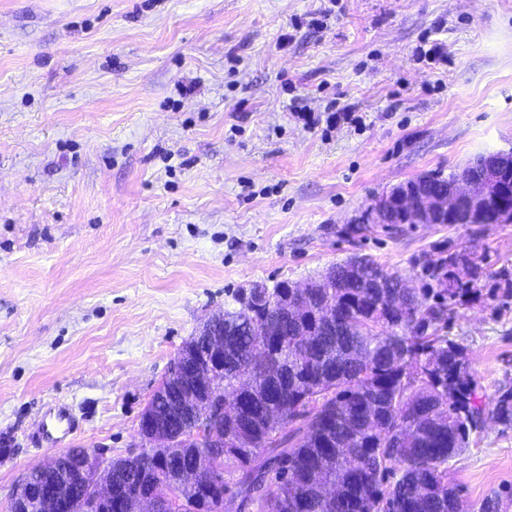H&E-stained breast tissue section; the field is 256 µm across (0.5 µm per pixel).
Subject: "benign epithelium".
<instances>
[{"instance_id": "obj_1", "label": "benign epithelium", "mask_w": 512, "mask_h": 512, "mask_svg": "<svg viewBox=\"0 0 512 512\" xmlns=\"http://www.w3.org/2000/svg\"><path fill=\"white\" fill-rule=\"evenodd\" d=\"M482 171L474 176H457L448 184V193L425 194L415 183H403L375 201L366 210L372 224H450L460 209L469 218L482 223L512 222V206L500 204L492 220L485 218L486 203L499 198V172H512V154H492L479 159ZM224 335L202 326L198 334L184 344L176 356L172 373L189 369L175 391L166 394L161 386L154 392L157 402L168 401L170 409H149L139 426L140 451L136 456L149 462V481L127 502V512H173L178 489L183 486L209 489L220 484L216 460L224 456V430L210 425L209 417L239 418L240 401L224 400L215 389V377L224 372ZM257 373L242 363L237 372V390H251ZM189 411L198 418L188 439L193 451L191 467L173 479L165 478V459L156 453L171 446L174 413ZM115 461L98 449L79 453L65 452L31 470L12 494L10 512H112V471Z\"/></svg>"}]
</instances>
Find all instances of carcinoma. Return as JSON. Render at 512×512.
I'll list each match as a JSON object with an SVG mask.
<instances>
[{
	"mask_svg": "<svg viewBox=\"0 0 512 512\" xmlns=\"http://www.w3.org/2000/svg\"><path fill=\"white\" fill-rule=\"evenodd\" d=\"M349 265L335 266L329 314L326 289L308 288L289 316L287 281L267 290L264 306L243 293L224 311L238 356L218 389L233 391L242 362L275 370L245 398L238 423L224 424L230 439L251 429L224 449L231 499L253 512H469L448 486V460L468 447L471 408L486 406L460 347L440 331L478 266L466 252L451 254L430 268L438 287L404 288L371 257ZM490 412L512 426L511 387ZM271 474L277 489L255 497ZM196 495L180 489L178 512H198Z\"/></svg>",
	"mask_w": 512,
	"mask_h": 512,
	"instance_id": "cac0c4a2",
	"label": "carcinoma"
}]
</instances>
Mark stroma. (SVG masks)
Here are the masks:
<instances>
[{
  "instance_id": "obj_1",
  "label": "stroma",
  "mask_w": 512,
  "mask_h": 512,
  "mask_svg": "<svg viewBox=\"0 0 512 512\" xmlns=\"http://www.w3.org/2000/svg\"><path fill=\"white\" fill-rule=\"evenodd\" d=\"M425 37L445 59L417 61ZM497 152L512 0H0V512L52 455L134 451L177 353L240 291L357 255L417 287L476 257L444 334L485 401L512 387V223L360 221ZM58 401L78 430L36 441ZM448 481L512 512V427L486 420Z\"/></svg>"
}]
</instances>
